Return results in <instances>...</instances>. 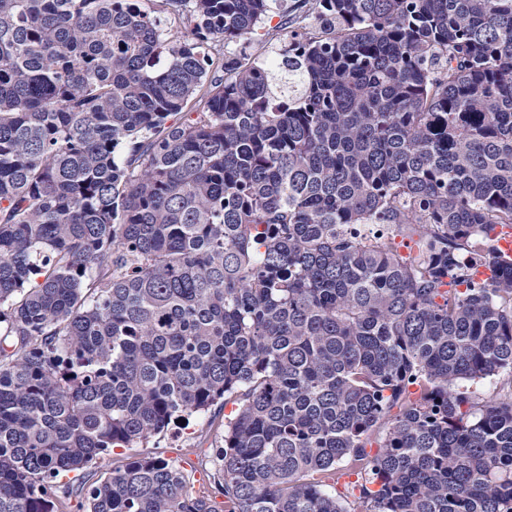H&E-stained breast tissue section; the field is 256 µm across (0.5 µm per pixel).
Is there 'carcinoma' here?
<instances>
[{
  "label": "carcinoma",
  "mask_w": 512,
  "mask_h": 512,
  "mask_svg": "<svg viewBox=\"0 0 512 512\" xmlns=\"http://www.w3.org/2000/svg\"><path fill=\"white\" fill-rule=\"evenodd\" d=\"M283 2L0 0V512H512V0ZM282 20V14L279 9H274L272 12L269 13L268 17L265 18V29L263 31L272 29H274V31H271V33L273 34V39L271 40V42L260 45L259 47V51L264 56L272 55L275 52H278L280 49L284 48L285 45L288 44L289 35L291 31H294L295 25L293 23H289L288 27L285 28L284 25L281 26L283 23ZM215 406L205 414L190 418L186 426L177 425L154 437L147 448H115L109 456L100 460L96 466L69 473L59 484V496L68 504L67 512H82L83 488L100 480L112 470V462L122 461L133 454H150L172 461L188 478L196 494L212 499V507L217 512L224 510V497L215 493L217 481L214 448L220 445L224 434V413ZM214 419V423H210Z\"/></svg>",
  "instance_id": "carcinoma-1"
}]
</instances>
